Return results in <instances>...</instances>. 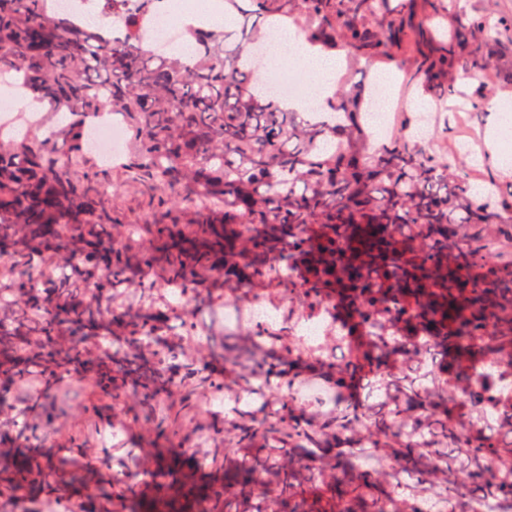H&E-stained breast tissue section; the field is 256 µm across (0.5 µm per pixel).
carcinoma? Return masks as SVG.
<instances>
[{"instance_id":"cac0c4a2","label":"carcinoma","mask_w":512,"mask_h":512,"mask_svg":"<svg viewBox=\"0 0 512 512\" xmlns=\"http://www.w3.org/2000/svg\"><path fill=\"white\" fill-rule=\"evenodd\" d=\"M460 0H224L234 29L202 27L190 54L147 51L146 10L112 0V41L103 25L72 26L42 0H0V78L38 94L39 104L68 115L57 129L30 126L0 136V388L29 368L88 362L93 384L108 378L89 347L98 336L129 342L128 370L146 374L148 389L118 387V399L153 437L150 409L176 391L212 388L207 362L245 370L265 343L288 363L330 369L336 407L312 421L293 396L259 417L240 407L235 441L206 449L224 472V490H193L208 512H466L465 502L492 498L512 512V182L498 196L480 191L462 152L430 151L424 129L408 117L395 132L377 128L371 89L341 82L319 112H294L259 82L258 47L281 20L321 51L338 47L356 61L388 60L439 93H455L463 74L493 75L480 49L509 48L499 26ZM117 112L137 145L127 177L159 191L170 209L198 205L201 227L165 224L170 259L165 282L144 259L140 286L113 266L112 242L124 224L106 200L112 182L78 173L91 125ZM223 205V225L209 221ZM89 262L101 288L76 303L70 254ZM294 296L297 311L328 302L351 348L346 361L297 353L280 326L226 336L202 360L184 347L162 348L169 331L160 291L187 286L198 295L220 279L259 285L267 264ZM186 365L180 380L170 366ZM476 402L469 427L458 410ZM181 400L162 435L169 461L186 427ZM264 440L269 448H257ZM149 473L132 458L116 482L125 512H156L136 491ZM85 481L76 470L25 449L0 476V505L21 489L50 481Z\"/></svg>"}]
</instances>
